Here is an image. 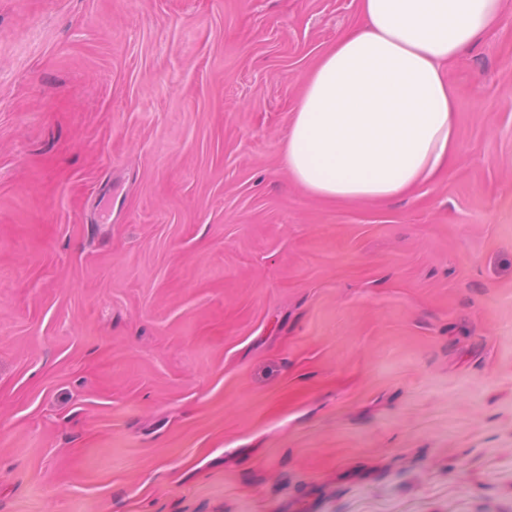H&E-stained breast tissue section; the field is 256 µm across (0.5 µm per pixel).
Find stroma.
Returning a JSON list of instances; mask_svg holds the SVG:
<instances>
[{
    "mask_svg": "<svg viewBox=\"0 0 512 512\" xmlns=\"http://www.w3.org/2000/svg\"><path fill=\"white\" fill-rule=\"evenodd\" d=\"M359 0H0V512H512V0L384 204L282 146Z\"/></svg>",
    "mask_w": 512,
    "mask_h": 512,
    "instance_id": "stroma-1",
    "label": "stroma"
}]
</instances>
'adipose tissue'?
<instances>
[{"label":"adipose tissue","mask_w":512,"mask_h":512,"mask_svg":"<svg viewBox=\"0 0 512 512\" xmlns=\"http://www.w3.org/2000/svg\"><path fill=\"white\" fill-rule=\"evenodd\" d=\"M504 0H360L305 80L283 156L336 202H385L430 183L459 150L446 75L497 25Z\"/></svg>","instance_id":"ef3b65f1"}]
</instances>
